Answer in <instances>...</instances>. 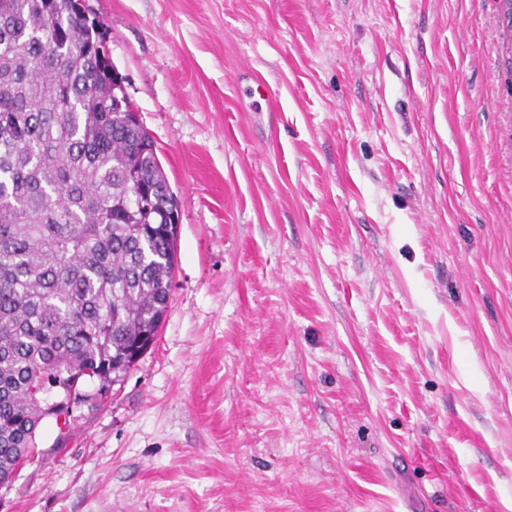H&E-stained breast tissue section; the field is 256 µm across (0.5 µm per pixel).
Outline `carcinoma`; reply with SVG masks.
<instances>
[{
  "label": "carcinoma",
  "mask_w": 512,
  "mask_h": 512,
  "mask_svg": "<svg viewBox=\"0 0 512 512\" xmlns=\"http://www.w3.org/2000/svg\"><path fill=\"white\" fill-rule=\"evenodd\" d=\"M86 0H0V483L35 452L51 379L132 367L168 307V186Z\"/></svg>",
  "instance_id": "1"
}]
</instances>
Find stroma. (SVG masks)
<instances>
[{"label":"stroma","mask_w":512,"mask_h":512,"mask_svg":"<svg viewBox=\"0 0 512 512\" xmlns=\"http://www.w3.org/2000/svg\"><path fill=\"white\" fill-rule=\"evenodd\" d=\"M180 203L157 339L0 512H512L498 0H88Z\"/></svg>","instance_id":"stroma-1"}]
</instances>
